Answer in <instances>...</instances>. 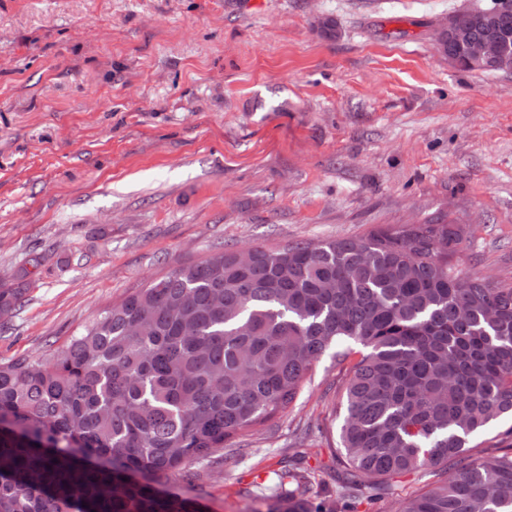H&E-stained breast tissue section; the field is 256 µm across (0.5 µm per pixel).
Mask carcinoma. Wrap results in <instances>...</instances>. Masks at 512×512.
<instances>
[{"label":"carcinoma","instance_id":"obj_1","mask_svg":"<svg viewBox=\"0 0 512 512\" xmlns=\"http://www.w3.org/2000/svg\"><path fill=\"white\" fill-rule=\"evenodd\" d=\"M485 12L512 35V0ZM473 38L474 13L454 15ZM436 217L361 238L217 251L132 290L46 358L0 360V512H198L166 486L288 412L315 363L359 355L342 396V498L452 471L398 512H512V454L471 439L512 415V285L458 270ZM28 287L0 289V309ZM291 458L267 512H348Z\"/></svg>","mask_w":512,"mask_h":512}]
</instances>
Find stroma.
<instances>
[{
  "instance_id": "stroma-1",
  "label": "stroma",
  "mask_w": 512,
  "mask_h": 512,
  "mask_svg": "<svg viewBox=\"0 0 512 512\" xmlns=\"http://www.w3.org/2000/svg\"><path fill=\"white\" fill-rule=\"evenodd\" d=\"M491 0H0V359L38 358L133 289L218 250L358 238L433 217L454 261L512 282V72H463L438 24ZM335 20L324 38L317 17ZM340 368L196 489L201 512L297 457L335 492ZM427 468L366 491L398 512Z\"/></svg>"
}]
</instances>
